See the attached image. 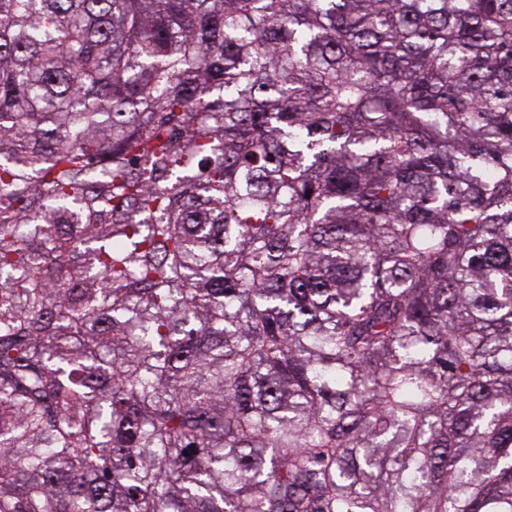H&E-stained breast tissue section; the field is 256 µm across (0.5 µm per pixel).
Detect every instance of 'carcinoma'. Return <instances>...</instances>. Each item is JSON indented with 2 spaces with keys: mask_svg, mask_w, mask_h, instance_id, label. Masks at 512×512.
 Wrapping results in <instances>:
<instances>
[{
  "mask_svg": "<svg viewBox=\"0 0 512 512\" xmlns=\"http://www.w3.org/2000/svg\"><path fill=\"white\" fill-rule=\"evenodd\" d=\"M0 512H512V0H0Z\"/></svg>",
  "mask_w": 512,
  "mask_h": 512,
  "instance_id": "1",
  "label": "carcinoma"
}]
</instances>
